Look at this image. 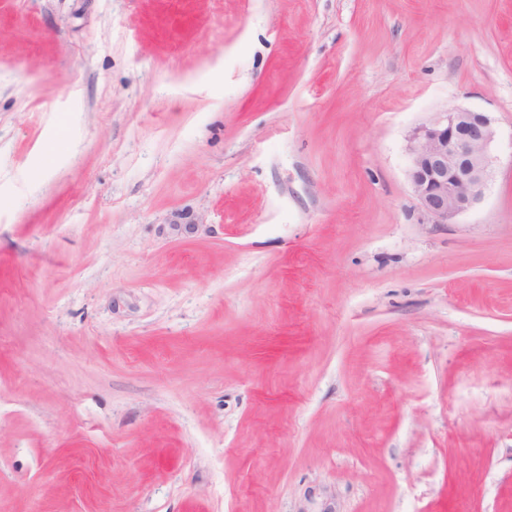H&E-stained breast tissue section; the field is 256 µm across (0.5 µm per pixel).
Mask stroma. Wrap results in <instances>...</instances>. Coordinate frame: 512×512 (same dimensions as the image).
<instances>
[{"label":"stroma","mask_w":512,"mask_h":512,"mask_svg":"<svg viewBox=\"0 0 512 512\" xmlns=\"http://www.w3.org/2000/svg\"><path fill=\"white\" fill-rule=\"evenodd\" d=\"M0 512H512V0H0ZM496 138L487 112L453 107L408 136L413 192L434 224L452 221L482 201Z\"/></svg>","instance_id":"1"}]
</instances>
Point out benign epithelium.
I'll use <instances>...</instances> for the list:
<instances>
[{
  "label": "benign epithelium",
  "instance_id": "1",
  "mask_svg": "<svg viewBox=\"0 0 512 512\" xmlns=\"http://www.w3.org/2000/svg\"><path fill=\"white\" fill-rule=\"evenodd\" d=\"M494 121L486 112L453 107L408 136L413 192L434 224H450L482 201L491 172Z\"/></svg>",
  "mask_w": 512,
  "mask_h": 512
}]
</instances>
